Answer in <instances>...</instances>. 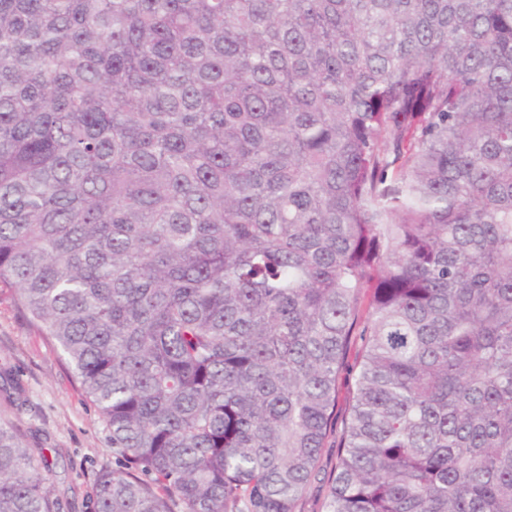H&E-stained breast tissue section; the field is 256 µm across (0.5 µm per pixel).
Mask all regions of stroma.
Returning a JSON list of instances; mask_svg holds the SVG:
<instances>
[{
  "mask_svg": "<svg viewBox=\"0 0 512 512\" xmlns=\"http://www.w3.org/2000/svg\"><path fill=\"white\" fill-rule=\"evenodd\" d=\"M24 394L7 398L8 379ZM0 418L11 421L53 467L58 512H92L97 473L114 465L112 438L69 364L48 336L16 305L14 289L0 286Z\"/></svg>",
  "mask_w": 512,
  "mask_h": 512,
  "instance_id": "obj_1",
  "label": "stroma"
}]
</instances>
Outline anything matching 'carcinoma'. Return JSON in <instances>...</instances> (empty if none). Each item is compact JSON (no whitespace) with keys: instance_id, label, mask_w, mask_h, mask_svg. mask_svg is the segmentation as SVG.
<instances>
[{"instance_id":"1","label":"carcinoma","mask_w":512,"mask_h":512,"mask_svg":"<svg viewBox=\"0 0 512 512\" xmlns=\"http://www.w3.org/2000/svg\"><path fill=\"white\" fill-rule=\"evenodd\" d=\"M0 284L93 512H296L335 434L326 512H512V0H0ZM50 472L0 420V512ZM15 299L13 288L0 286V417L52 464L58 512H92L95 475L114 465L110 432L63 355ZM4 372L24 389L18 406L7 398Z\"/></svg>"}]
</instances>
